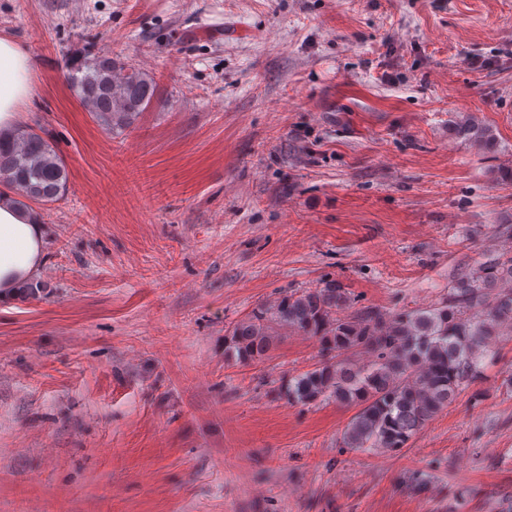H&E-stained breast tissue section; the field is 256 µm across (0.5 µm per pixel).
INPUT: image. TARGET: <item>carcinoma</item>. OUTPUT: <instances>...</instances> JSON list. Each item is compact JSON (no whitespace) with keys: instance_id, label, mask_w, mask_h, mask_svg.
Here are the masks:
<instances>
[{"instance_id":"1","label":"carcinoma","mask_w":512,"mask_h":512,"mask_svg":"<svg viewBox=\"0 0 512 512\" xmlns=\"http://www.w3.org/2000/svg\"><path fill=\"white\" fill-rule=\"evenodd\" d=\"M70 88L112 132L129 125L155 97L157 83L106 52L73 62ZM0 186L46 205L68 190V171L54 147L31 129L0 134ZM341 288H310L261 304L224 338V356L242 365L264 362L281 332L315 338L323 360L282 385L288 399H331L356 413L343 444L399 453L482 374L492 340L512 335V256L502 254L460 275L448 299L388 317L336 315ZM367 350L357 363L347 354Z\"/></svg>"}]
</instances>
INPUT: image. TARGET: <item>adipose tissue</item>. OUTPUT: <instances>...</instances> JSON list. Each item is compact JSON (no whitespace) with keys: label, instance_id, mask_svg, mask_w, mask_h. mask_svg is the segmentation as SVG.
Wrapping results in <instances>:
<instances>
[{"label":"adipose tissue","instance_id":"1","mask_svg":"<svg viewBox=\"0 0 512 512\" xmlns=\"http://www.w3.org/2000/svg\"><path fill=\"white\" fill-rule=\"evenodd\" d=\"M30 93L26 51L12 39L0 37V132L9 133L20 123V106ZM42 229L36 213L18 208L9 197L0 198V299L11 297L36 272Z\"/></svg>","mask_w":512,"mask_h":512}]
</instances>
